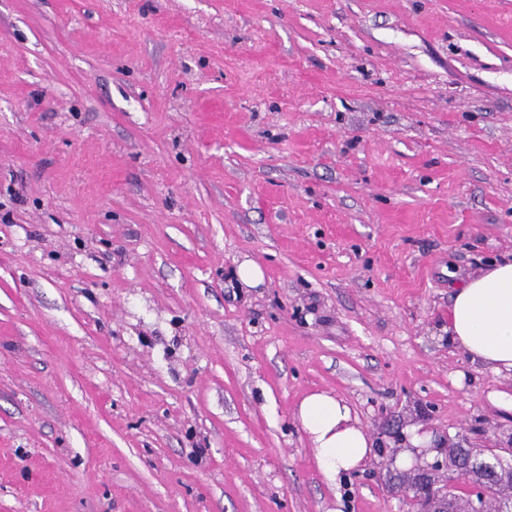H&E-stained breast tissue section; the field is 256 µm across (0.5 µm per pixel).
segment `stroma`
<instances>
[{"mask_svg": "<svg viewBox=\"0 0 512 512\" xmlns=\"http://www.w3.org/2000/svg\"><path fill=\"white\" fill-rule=\"evenodd\" d=\"M509 258L512 0H0V512H410L412 428L512 438L445 331ZM294 417L307 435L317 468L329 482L360 468L374 456L375 442L352 418L351 408L338 395L313 392L305 396Z\"/></svg>", "mask_w": 512, "mask_h": 512, "instance_id": "obj_1", "label": "stroma"}]
</instances>
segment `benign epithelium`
<instances>
[{
  "label": "benign epithelium",
  "mask_w": 512,
  "mask_h": 512,
  "mask_svg": "<svg viewBox=\"0 0 512 512\" xmlns=\"http://www.w3.org/2000/svg\"><path fill=\"white\" fill-rule=\"evenodd\" d=\"M500 460L491 448L486 456H477L465 473L450 472L442 486L438 485L433 472L443 464L435 461L417 469L413 479L424 489L413 498V512H458L464 500L473 512H481L494 489L512 482V473L499 467Z\"/></svg>",
  "instance_id": "obj_1"
}]
</instances>
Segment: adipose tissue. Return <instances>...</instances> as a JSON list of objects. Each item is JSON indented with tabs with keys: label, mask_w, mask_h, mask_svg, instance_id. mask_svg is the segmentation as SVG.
Here are the masks:
<instances>
[{
	"label": "adipose tissue",
	"mask_w": 512,
	"mask_h": 512,
	"mask_svg": "<svg viewBox=\"0 0 512 512\" xmlns=\"http://www.w3.org/2000/svg\"><path fill=\"white\" fill-rule=\"evenodd\" d=\"M448 339L471 364L512 378V260L456 285L448 308ZM294 417L307 435L317 468L328 482L360 468L375 442L354 421L343 398L314 392Z\"/></svg>",
	"instance_id": "ef3b65f1"
}]
</instances>
